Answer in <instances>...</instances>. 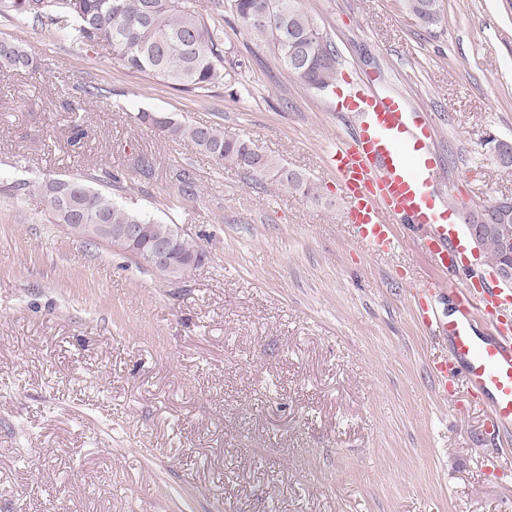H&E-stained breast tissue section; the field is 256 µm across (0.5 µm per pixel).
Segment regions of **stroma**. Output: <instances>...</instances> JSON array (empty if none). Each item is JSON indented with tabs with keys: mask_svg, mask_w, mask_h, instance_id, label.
I'll use <instances>...</instances> for the list:
<instances>
[{
	"mask_svg": "<svg viewBox=\"0 0 512 512\" xmlns=\"http://www.w3.org/2000/svg\"><path fill=\"white\" fill-rule=\"evenodd\" d=\"M198 4L224 31L204 96L0 16L36 63L0 72V512H512L483 409L440 400L429 374L447 345L408 300L431 266L408 242L364 255L347 224L326 166L345 119L217 0ZM303 6L336 49L335 92L372 77L433 116L461 214L512 198L486 145L512 141V0H443L433 29L401 0ZM81 83L103 96L69 111ZM142 110L250 139L320 196L254 183ZM90 170L121 174L113 200L178 226L203 264L169 280L53 223L43 180Z\"/></svg>",
	"mask_w": 512,
	"mask_h": 512,
	"instance_id": "obj_1",
	"label": "stroma"
}]
</instances>
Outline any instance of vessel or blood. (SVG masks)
I'll list each match as a JSON object with an SVG mask.
<instances>
[{"mask_svg": "<svg viewBox=\"0 0 512 512\" xmlns=\"http://www.w3.org/2000/svg\"><path fill=\"white\" fill-rule=\"evenodd\" d=\"M334 109L358 118L337 136L327 164L361 251L392 254L406 229L434 271L417 283L410 303L421 328L448 343L447 356L430 363L437 394L464 393L486 410L492 438L512 435V289L467 263L465 234L432 190L438 162L431 115L399 94L370 88Z\"/></svg>", "mask_w": 512, "mask_h": 512, "instance_id": "obj_1", "label": "vessel or blood"}]
</instances>
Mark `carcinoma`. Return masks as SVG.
<instances>
[{
    "label": "carcinoma",
    "instance_id": "cac0c4a2",
    "mask_svg": "<svg viewBox=\"0 0 512 512\" xmlns=\"http://www.w3.org/2000/svg\"><path fill=\"white\" fill-rule=\"evenodd\" d=\"M233 16L255 40L269 46L278 63L310 88L326 91L336 80V50L320 33L302 0H227ZM403 5L427 28L444 19L441 0H403ZM265 9L274 21L259 23L253 15ZM0 14L10 15L22 26H41L78 44L109 47L130 70L158 78L173 89L205 94L224 79V32L207 22L197 0H0ZM34 58L23 42L0 38V70L27 72ZM137 121L173 140H189L202 152L241 170L251 178L255 160L263 175H271L290 190L320 198L301 173L290 170L249 139L227 138L213 126L193 125L172 112L142 110ZM97 175L52 177L42 182V192L57 224H79L89 240L115 244L103 228L120 224H144L147 233L136 245L124 249L138 258L160 243L171 245L170 258L185 273L201 262L203 251L193 240L173 237V228L149 215L119 206L108 192L93 189ZM482 224L480 249L497 268L503 262L495 227Z\"/></svg>",
    "mask_w": 512,
    "mask_h": 512
}]
</instances>
